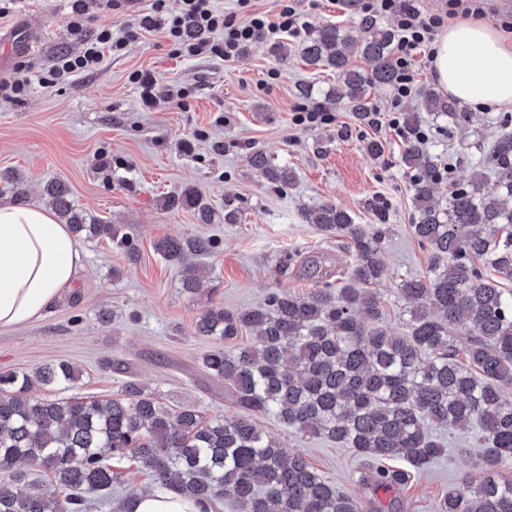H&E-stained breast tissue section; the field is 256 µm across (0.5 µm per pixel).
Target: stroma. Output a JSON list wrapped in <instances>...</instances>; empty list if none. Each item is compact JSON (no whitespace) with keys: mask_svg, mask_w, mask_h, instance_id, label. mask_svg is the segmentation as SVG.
Returning <instances> with one entry per match:
<instances>
[{"mask_svg":"<svg viewBox=\"0 0 512 512\" xmlns=\"http://www.w3.org/2000/svg\"><path fill=\"white\" fill-rule=\"evenodd\" d=\"M304 27L299 35L268 34L249 44L234 61L176 54L161 31L144 32L120 54L62 85L42 83L44 68L58 55L77 51L81 38L104 26L120 28L130 17L112 0H90L81 35L67 26L70 0H14L0 16V28L27 25L32 40L12 54L0 75H14L26 62L31 84L16 101L0 99V201L47 206V184L63 183L77 213L87 222L119 225L137 247L136 258L107 239L78 238L82 267L73 288L44 315L18 328H0V371L29 372L66 361L82 376L72 391L107 398L133 380L173 409L196 406L206 415L239 416L240 407L223 381L202 365L209 349L196 322L211 305L235 310L261 305L267 294L285 289L305 293L314 280L302 275L297 254H318L330 269L349 266L342 241L305 223L301 211L331 203L358 224L385 222L386 272L378 285L383 319L402 331L405 307L399 282L427 275L430 256L410 229L414 173L402 161L403 140L389 126L358 120L347 103L328 99L331 70L305 64L301 51L314 29L326 22L361 37L364 19L345 0H322L310 9L299 0ZM278 71L269 79V71ZM151 72L157 108L144 107L130 76ZM190 95L184 107L171 105V91ZM313 98L334 115L319 126L294 124L296 106ZM226 121L214 122L217 113ZM402 115H414L432 130L431 152L442 154L455 180L469 179L491 142L512 133V107L479 112L465 108L460 124L427 112L411 94ZM384 150L370 156L366 144ZM262 150L290 167L295 180L280 188L249 163ZM195 189L212 211L200 223L190 209L167 210L165 196ZM240 210L235 224L224 221V206ZM187 234L215 238L216 249L198 257L204 276L200 291H186L179 267L155 250L163 237ZM110 311L102 323L101 311ZM120 360L124 371L107 366ZM261 429L285 447L300 450L323 475L346 492L384 512H436L449 485L475 464L483 451L476 436L442 430L444 455L403 485L382 490L360 483L365 459L354 449L318 437H302L277 420L262 417Z\"/></svg>","mask_w":512,"mask_h":512,"instance_id":"stroma-1","label":"stroma"}]
</instances>
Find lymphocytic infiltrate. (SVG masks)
Here are the masks:
<instances>
[{
    "label": "lymphocytic infiltrate",
    "mask_w": 512,
    "mask_h": 512,
    "mask_svg": "<svg viewBox=\"0 0 512 512\" xmlns=\"http://www.w3.org/2000/svg\"><path fill=\"white\" fill-rule=\"evenodd\" d=\"M371 19L393 20L396 30L394 61L397 78L391 92L392 108H399L410 97L414 81L412 60L415 53L425 51L436 32L447 24L449 18L463 15L482 17L486 11L482 0H447L445 8L426 13L416 0H348ZM302 27L301 16L295 0H281L276 17L251 11L246 19L235 13L218 10L213 0H181L177 11H169L166 0H152L148 14L139 18L135 26L123 35H113L104 27L82 43L77 53L58 56L48 71L53 84L65 83L80 73L88 72L104 56L122 51L128 40L139 32L162 30L177 52L187 56L208 55L230 61L241 50L262 34L281 33L297 35Z\"/></svg>",
    "instance_id": "lymphocytic-infiltrate-1"
}]
</instances>
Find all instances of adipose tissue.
Masks as SVG:
<instances>
[{"mask_svg": "<svg viewBox=\"0 0 512 512\" xmlns=\"http://www.w3.org/2000/svg\"><path fill=\"white\" fill-rule=\"evenodd\" d=\"M431 76L472 107L512 106V44L489 24L457 21L435 42ZM81 267L68 225L50 210L0 201V328L40 318Z\"/></svg>", "mask_w": 512, "mask_h": 512, "instance_id": "ef3b65f1", "label": "adipose tissue"}]
</instances>
